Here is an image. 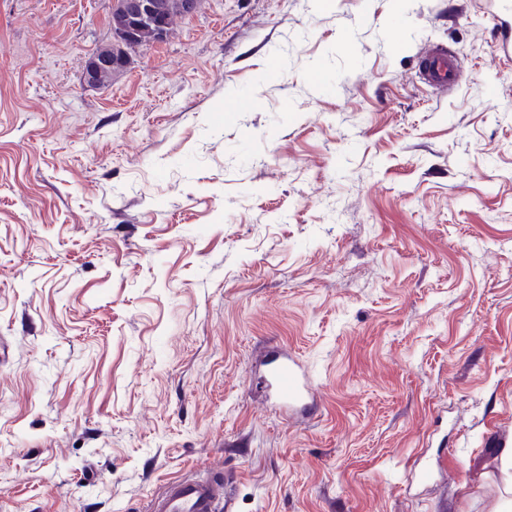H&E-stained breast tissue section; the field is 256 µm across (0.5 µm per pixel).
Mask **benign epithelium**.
Instances as JSON below:
<instances>
[{
  "label": "benign epithelium",
  "mask_w": 512,
  "mask_h": 512,
  "mask_svg": "<svg viewBox=\"0 0 512 512\" xmlns=\"http://www.w3.org/2000/svg\"><path fill=\"white\" fill-rule=\"evenodd\" d=\"M109 26L114 41L124 44L137 40L143 33L151 32L154 42L166 39L168 26L157 0H112ZM131 65V57L112 56V44L108 43L92 53L85 64L82 82L87 88L105 85V78L118 74Z\"/></svg>",
  "instance_id": "1"
}]
</instances>
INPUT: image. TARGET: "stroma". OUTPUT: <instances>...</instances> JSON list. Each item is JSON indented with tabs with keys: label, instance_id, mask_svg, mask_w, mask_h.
Returning <instances> with one entry per match:
<instances>
[{
	"label": "stroma",
	"instance_id": "1",
	"mask_svg": "<svg viewBox=\"0 0 512 512\" xmlns=\"http://www.w3.org/2000/svg\"><path fill=\"white\" fill-rule=\"evenodd\" d=\"M111 9L0 0V512H143L214 466L234 512L511 507L492 0H203L88 89ZM276 347L313 414L266 405ZM422 78L436 91H446L459 78V64L455 56L441 45L430 47L420 58Z\"/></svg>",
	"mask_w": 512,
	"mask_h": 512
}]
</instances>
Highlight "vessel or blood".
<instances>
[{"label":"vessel or blood","mask_w":512,"mask_h":512,"mask_svg":"<svg viewBox=\"0 0 512 512\" xmlns=\"http://www.w3.org/2000/svg\"><path fill=\"white\" fill-rule=\"evenodd\" d=\"M424 82L437 91L448 90L459 78V64L443 45L430 47L420 58ZM267 396L287 415L313 412L316 391L308 370L291 352L273 350L264 362ZM231 474L212 469L166 483L147 503L145 512H233Z\"/></svg>","instance_id":"obj_1"}]
</instances>
